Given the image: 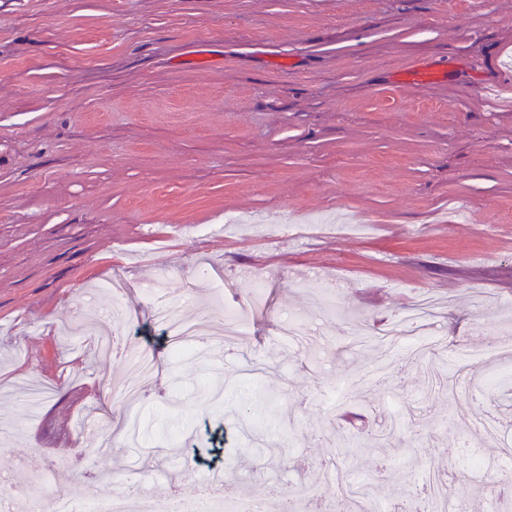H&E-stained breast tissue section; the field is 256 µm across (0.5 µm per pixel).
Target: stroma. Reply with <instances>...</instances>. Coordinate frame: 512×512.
Segmentation results:
<instances>
[{
  "mask_svg": "<svg viewBox=\"0 0 512 512\" xmlns=\"http://www.w3.org/2000/svg\"><path fill=\"white\" fill-rule=\"evenodd\" d=\"M414 67L440 71L404 85ZM313 233L286 238L282 222ZM160 290H153V283ZM336 283L335 305L316 301ZM195 321L247 305L245 335L208 370L158 341L160 299ZM120 301L128 349L154 389L114 387L126 360L68 335ZM448 350L424 365L361 345L421 301ZM295 312L312 327L279 334ZM512 332V0H0V457L49 464L47 502L112 497L128 461L158 451L146 494L224 497L309 485L346 512L353 472L390 512H416L442 481L465 512L512 498L469 448L512 453V400L451 351ZM179 376L182 387L171 390ZM224 385L223 410L211 387ZM246 389L281 396L268 464L195 465L216 425L251 446L234 415ZM482 406L496 425L470 420ZM139 413L141 444L120 425ZM400 416L390 445L380 417ZM115 441L99 451L102 437ZM364 444L358 469L340 437ZM337 462L342 485L319 469Z\"/></svg>",
  "mask_w": 512,
  "mask_h": 512,
  "instance_id": "obj_1",
  "label": "stroma"
}]
</instances>
